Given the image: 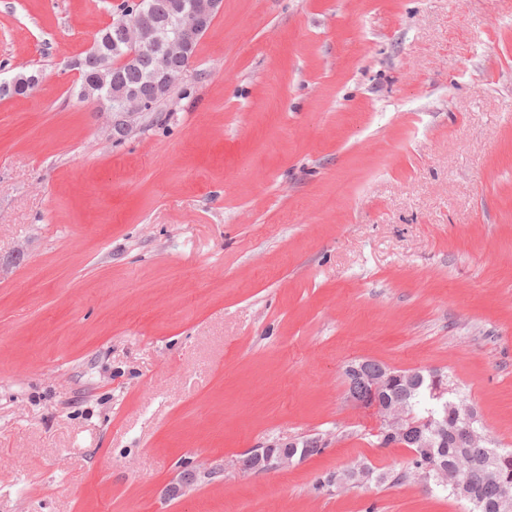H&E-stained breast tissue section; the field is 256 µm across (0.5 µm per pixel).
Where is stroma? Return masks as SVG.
<instances>
[{
  "instance_id": "1",
  "label": "stroma",
  "mask_w": 512,
  "mask_h": 512,
  "mask_svg": "<svg viewBox=\"0 0 512 512\" xmlns=\"http://www.w3.org/2000/svg\"><path fill=\"white\" fill-rule=\"evenodd\" d=\"M122 2L0 0V77L45 74L0 99V512H468L344 369L512 448V0H223L118 133L70 64ZM326 446L327 443L323 438L313 437L303 441L301 446L298 443H289L285 448H256L255 450L260 451L262 460L272 458L271 463L274 462L277 456L284 455L288 457V466H290L296 460L300 462L308 457L322 453ZM353 470H356V476L353 474L346 475L344 471L338 474L336 473V475L332 474L320 480L316 489L321 491L334 486L336 489L358 487L359 485L368 482L373 474L372 468L364 463L354 464L350 471L353 472Z\"/></svg>"
}]
</instances>
